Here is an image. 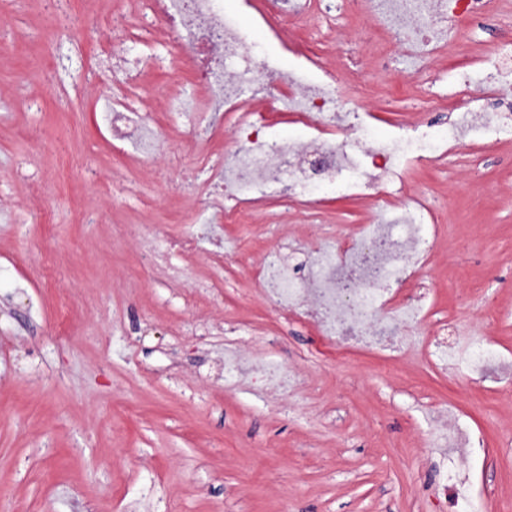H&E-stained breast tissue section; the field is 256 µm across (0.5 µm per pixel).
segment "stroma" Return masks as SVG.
I'll use <instances>...</instances> for the list:
<instances>
[{
    "label": "stroma",
    "mask_w": 512,
    "mask_h": 512,
    "mask_svg": "<svg viewBox=\"0 0 512 512\" xmlns=\"http://www.w3.org/2000/svg\"><path fill=\"white\" fill-rule=\"evenodd\" d=\"M107 20L147 29L149 50L126 55L151 159L110 137L108 85L92 65ZM321 28L313 20L310 38L330 65L363 71L349 96L377 114L378 141L399 122L445 119L458 73L500 36L491 15L461 28L426 71L425 104L415 65L365 35L346 0L331 35ZM196 91L177 34L146 22L138 0H89L62 25L54 0H0V512H440L439 480L460 460L436 443L447 407L483 441L465 467L481 512H512V393L280 312L251 267L287 261L304 275L307 211L273 198L223 222L236 203L217 209L199 191L195 146L218 125L215 148L234 149L233 119L171 106L170 94ZM413 192L448 225L416 276L431 307L415 336L446 322L460 349L512 352V138L453 146L383 174L372 195L316 207L331 236L348 237ZM209 220L223 224L221 247L177 248ZM228 345L302 386L262 392L226 377Z\"/></svg>",
    "instance_id": "obj_1"
}]
</instances>
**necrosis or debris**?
<instances>
[{"mask_svg": "<svg viewBox=\"0 0 512 512\" xmlns=\"http://www.w3.org/2000/svg\"><path fill=\"white\" fill-rule=\"evenodd\" d=\"M332 0H253L254 18L267 33L268 41L293 54L296 69L281 74L279 94L269 107H257L242 98L241 87L261 83L265 65L249 44L242 28L226 12L224 0H141V10L158 21H171L185 35L190 52L187 62L204 93L207 109L227 112L234 119L237 140L248 142L246 152H232L224 163L211 170L208 187L236 192L240 212L265 206L266 186L305 176L303 159L319 156L318 171L323 181L333 184L338 195L355 196L363 184L340 182L336 172L350 166L347 152L338 140L348 125L336 104V74L323 57L314 53L295 32L311 17L331 12ZM353 12L370 20L374 33L390 37L402 46L410 59L429 61L448 43V19L461 16L476 20L485 15L491 0H350ZM93 58L110 76L112 114L110 134L115 140L133 135L143 125L131 100L139 86L124 57L102 40ZM483 72L482 93L498 103L512 98V12L502 22V37L478 59ZM306 130L304 139L286 144L273 137L275 115L282 103ZM500 113H451L442 128L398 134L378 145L373 137V115L357 114L353 126L369 143L372 171H386L391 157L405 164L437 159L444 146L469 126L473 142L490 144L499 135ZM402 212L388 224H361L355 229L356 246L338 251L323 241L315 251L309 269L298 277L287 266L271 268L258 264L255 274L264 281L278 307L289 313L312 303L320 312L319 328L324 336L338 342L353 341L364 350L383 353L408 348L405 331L425 317L424 289L399 293L384 288L386 280L404 281L409 267L419 264L428 252L437 230L434 212L420 194L410 195Z\"/></svg>", "mask_w": 512, "mask_h": 512, "instance_id": "obj_1", "label": "necrosis or debris"}]
</instances>
